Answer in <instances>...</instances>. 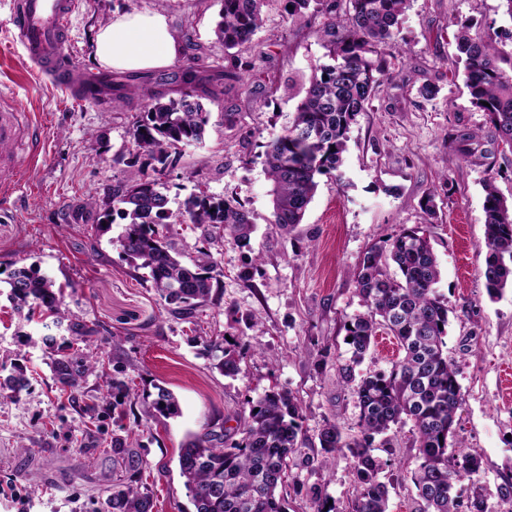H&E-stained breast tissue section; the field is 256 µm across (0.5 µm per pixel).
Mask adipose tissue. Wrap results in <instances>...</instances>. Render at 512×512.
Returning <instances> with one entry per match:
<instances>
[{
    "mask_svg": "<svg viewBox=\"0 0 512 512\" xmlns=\"http://www.w3.org/2000/svg\"><path fill=\"white\" fill-rule=\"evenodd\" d=\"M177 42L166 18L145 12L116 18L99 29L95 39L98 60L116 70L142 71L170 65Z\"/></svg>",
    "mask_w": 512,
    "mask_h": 512,
    "instance_id": "ef3b65f1",
    "label": "adipose tissue"
}]
</instances>
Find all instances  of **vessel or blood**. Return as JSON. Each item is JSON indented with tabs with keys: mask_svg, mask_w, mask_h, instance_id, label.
<instances>
[{
	"mask_svg": "<svg viewBox=\"0 0 512 512\" xmlns=\"http://www.w3.org/2000/svg\"><path fill=\"white\" fill-rule=\"evenodd\" d=\"M73 9V0H17L11 19L13 38L23 47L26 58L56 82L81 91L65 59V26Z\"/></svg>",
	"mask_w": 512,
	"mask_h": 512,
	"instance_id": "b4317fda",
	"label": "vessel or blood"
}]
</instances>
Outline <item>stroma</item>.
I'll return each instance as SVG.
<instances>
[{"label": "stroma", "mask_w": 512, "mask_h": 512, "mask_svg": "<svg viewBox=\"0 0 512 512\" xmlns=\"http://www.w3.org/2000/svg\"><path fill=\"white\" fill-rule=\"evenodd\" d=\"M12 2L0 0V106L16 114L20 164L0 171V183L10 187L0 193V273L24 264L51 278L70 320L95 328L80 349L105 364L86 378L78 402L68 400L41 338L49 332L63 342L70 332L45 330L44 318L17 312L0 283V382L19 370L30 380L16 397H0V512H102L107 491L134 464L151 492L152 512H194L179 467L182 444L216 424L244 423L252 399L272 390L297 397L309 438L286 469L288 512H315L309 497L295 493L299 484L348 512L354 461L346 453L324 458L318 435L328 419L346 436L359 433L357 396L341 372L351 356L343 321L364 309L353 271L372 243L416 227L437 257L436 290L449 310L447 353L462 398L456 440L483 462L476 484L489 512H512V501L499 495L512 482V385L501 375L512 367V288L489 299L481 247L483 184L494 178L511 199L512 159L489 142L487 117L471 103L453 38L457 24L469 22L474 35L500 40L512 27L500 0H411L389 47L394 79L352 124L342 180L319 176L302 224L288 233L270 222L262 145L287 125L302 81L327 59L313 24L288 21L282 0H269L252 40L263 81L245 92L225 87L224 100L206 102L203 144L181 148L165 176L171 208L199 191L234 195L254 222L248 243L239 246L211 239L202 226L170 225L168 239L182 257L207 250L219 264L212 299L190 323L121 256L116 240L124 220L101 227L98 210L86 205L88 196H104L116 182L151 170L129 134L146 99L113 111L39 75L10 40ZM220 10V0H79L65 53L77 74L101 71L94 54L99 27L158 11L178 44L200 45L191 63L208 74L224 63L214 33ZM426 83L438 86L434 99L418 95ZM228 98L239 112L232 128L224 123ZM454 129L471 134L468 156L445 140ZM430 195L433 219L423 210ZM226 336L240 353L232 375L216 367L206 346ZM112 376L126 380L132 398L119 423L105 383ZM160 385L178 397L180 416L147 415ZM116 432L129 456H113ZM389 436L390 446L374 450L385 463L379 479L389 491V512H419L411 427L395 426Z\"/></svg>", "instance_id": "1"}]
</instances>
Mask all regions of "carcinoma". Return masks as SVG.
<instances>
[{"label": "carcinoma", "mask_w": 512, "mask_h": 512, "mask_svg": "<svg viewBox=\"0 0 512 512\" xmlns=\"http://www.w3.org/2000/svg\"><path fill=\"white\" fill-rule=\"evenodd\" d=\"M266 2L222 0L216 36L224 50L252 42L263 25ZM409 2L286 0L291 19L323 16L317 34L332 63L315 70L291 121L264 144L271 223L280 230L288 232L302 223L317 189V176L341 180L350 127L390 79L387 47L399 32ZM454 40L471 103L486 114L491 126L490 141L501 154L512 153V49L506 50L503 41L472 36L466 24L458 27ZM255 70L256 58L229 54L213 80L235 82L247 90ZM170 81L181 85L179 96L128 84L108 72L87 83L86 90L91 101L112 97L114 109L141 94L150 100L129 134L136 147L153 159L152 173L112 186V206L105 209L103 219L109 226L117 212L128 220L118 240L124 259L133 269L146 271L160 299L187 320L211 300L218 261L209 251L181 260L166 240L167 225L205 224L216 229L219 238L238 245L249 241L253 221L245 204L234 196L201 192L186 199L176 212L168 207L167 186L161 176L176 163L172 150L203 143L209 112L202 99L213 96L201 87L198 72L191 66L156 85ZM483 211V275L493 297L512 288V201L499 192L492 177L485 184ZM439 276L430 242L417 228L372 244L354 271L355 288L367 310L346 320L351 358L342 373L358 398L360 435L349 439L336 422L328 420L318 436L324 454L345 449L354 459L351 512H389L388 488L378 480L383 463L373 448L389 444L385 435L407 421L412 422L419 453L420 463L411 480L423 512H487L480 488L467 493L462 487L464 480L479 473L482 460L462 448L449 450L461 391L458 370L445 353L448 306L436 293ZM5 283L10 298L28 306L29 312L48 315L56 326L67 319L61 290L34 267L13 269ZM381 329L397 339L403 355L387 370L355 377L354 366L362 362ZM43 344L53 355L60 389L76 398L81 383L99 367V361L90 360L71 344L55 346V337L50 335L43 337ZM209 347L221 353L218 366L224 373L237 371L236 351L219 340L210 341ZM156 389L150 416L178 415L174 394L159 385ZM302 421L296 398L288 391H274L253 402L247 420L224 430V438H215L210 431L190 436L180 449L179 467L195 512H286L278 488L284 483L288 456L307 446ZM137 473L133 470L126 482L112 487L106 512H152V495L141 488ZM296 493L309 496L317 504L316 512H336L316 488L298 485Z\"/></svg>", "instance_id": "1"}]
</instances>
